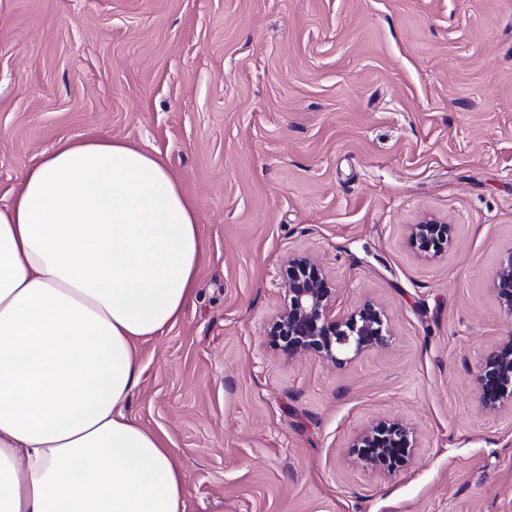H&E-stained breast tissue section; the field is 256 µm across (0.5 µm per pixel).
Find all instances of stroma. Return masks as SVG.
Masks as SVG:
<instances>
[{
    "label": "stroma",
    "instance_id": "35a3bbf8",
    "mask_svg": "<svg viewBox=\"0 0 512 512\" xmlns=\"http://www.w3.org/2000/svg\"><path fill=\"white\" fill-rule=\"evenodd\" d=\"M101 132L197 206V297L143 343L128 406L167 435L185 512H512V412L472 374L512 333V0H0V204L42 153ZM451 224L427 261L410 225ZM389 347L339 368L268 329L288 258ZM419 438L357 463L368 425ZM491 288L500 308L512 316V253L499 262ZM414 431L399 420H380L365 429L357 440L359 464L366 469L381 470L400 466L416 448ZM394 448H402L392 455Z\"/></svg>",
    "mask_w": 512,
    "mask_h": 512
}]
</instances>
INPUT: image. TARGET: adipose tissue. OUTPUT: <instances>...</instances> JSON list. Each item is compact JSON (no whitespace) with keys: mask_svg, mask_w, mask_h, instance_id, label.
Listing matches in <instances>:
<instances>
[{"mask_svg":"<svg viewBox=\"0 0 512 512\" xmlns=\"http://www.w3.org/2000/svg\"><path fill=\"white\" fill-rule=\"evenodd\" d=\"M202 258L156 155L91 135L28 171L0 207V512H185L166 437L127 407Z\"/></svg>","mask_w":512,"mask_h":512,"instance_id":"obj_1","label":"adipose tissue"}]
</instances>
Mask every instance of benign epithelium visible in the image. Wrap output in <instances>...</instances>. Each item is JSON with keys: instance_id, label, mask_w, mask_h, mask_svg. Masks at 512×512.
I'll list each match as a JSON object with an SVG mask.
<instances>
[{"instance_id": "obj_1", "label": "benign epithelium", "mask_w": 512, "mask_h": 512, "mask_svg": "<svg viewBox=\"0 0 512 512\" xmlns=\"http://www.w3.org/2000/svg\"><path fill=\"white\" fill-rule=\"evenodd\" d=\"M413 248L424 259L445 254L452 241L451 225L429 218L410 227ZM491 288L505 312L512 316V252L501 260ZM286 303L270 323L268 337L290 356L313 353L342 366L360 354L389 345L384 314L366 302L346 316L332 315L336 289L309 256L288 258L284 277ZM475 389L482 407L498 411L512 407V336H506L485 354L474 371ZM417 439L399 420H380L357 440L359 464L371 470L392 469L407 460Z\"/></svg>"}]
</instances>
